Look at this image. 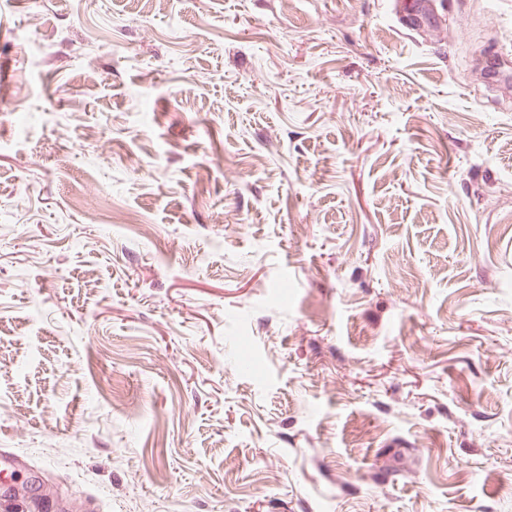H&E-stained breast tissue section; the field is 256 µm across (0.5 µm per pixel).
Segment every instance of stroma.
<instances>
[{
	"label": "stroma",
	"mask_w": 512,
	"mask_h": 512,
	"mask_svg": "<svg viewBox=\"0 0 512 512\" xmlns=\"http://www.w3.org/2000/svg\"><path fill=\"white\" fill-rule=\"evenodd\" d=\"M395 2L0 0L15 512H512V0Z\"/></svg>",
	"instance_id": "35a3bbf8"
}]
</instances>
